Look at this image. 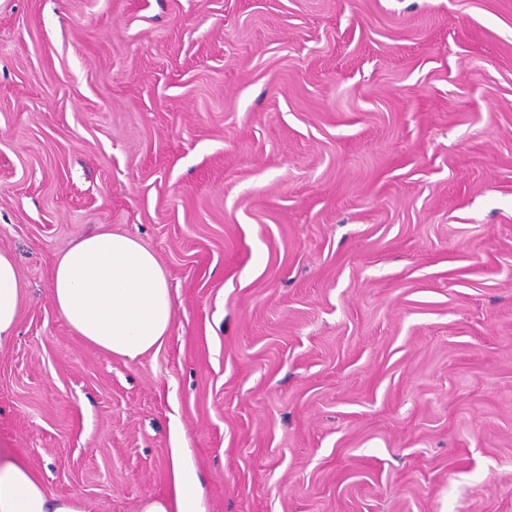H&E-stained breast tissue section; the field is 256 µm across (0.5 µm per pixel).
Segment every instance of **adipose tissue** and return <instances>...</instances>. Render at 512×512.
<instances>
[{"label": "adipose tissue", "instance_id": "obj_1", "mask_svg": "<svg viewBox=\"0 0 512 512\" xmlns=\"http://www.w3.org/2000/svg\"><path fill=\"white\" fill-rule=\"evenodd\" d=\"M52 303L87 343L134 362L164 343L172 321L169 282L152 251L131 235L100 232L77 238L51 273ZM21 305L17 264L0 251V343L15 335ZM173 493L145 496L139 512H205L196 474L180 449L171 456ZM0 512H86L77 493L51 495L14 452L0 451Z\"/></svg>", "mask_w": 512, "mask_h": 512}]
</instances>
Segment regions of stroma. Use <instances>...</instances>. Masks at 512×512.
I'll return each mask as SVG.
<instances>
[{"instance_id": "35a3bbf8", "label": "stroma", "mask_w": 512, "mask_h": 512, "mask_svg": "<svg viewBox=\"0 0 512 512\" xmlns=\"http://www.w3.org/2000/svg\"><path fill=\"white\" fill-rule=\"evenodd\" d=\"M172 288L127 363L80 236ZM0 448L88 512H512V0H0ZM51 299L77 336L125 362L159 349L172 321L156 256L118 232L77 238L53 266ZM17 264L7 251H0V345L15 336L21 305ZM171 469L173 494L170 497L145 496L140 512H206L201 497L196 493V474L186 465L181 448H172Z\"/></svg>"}]
</instances>
